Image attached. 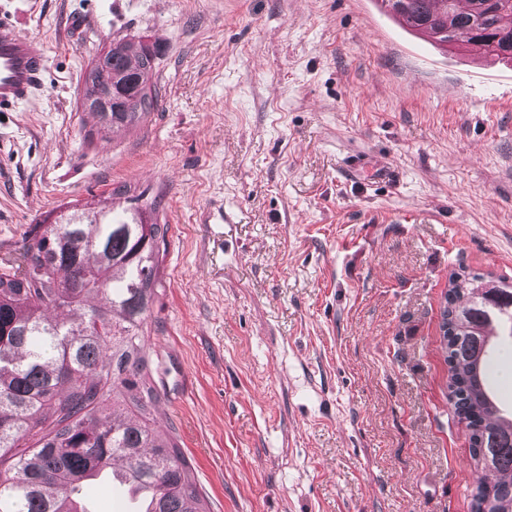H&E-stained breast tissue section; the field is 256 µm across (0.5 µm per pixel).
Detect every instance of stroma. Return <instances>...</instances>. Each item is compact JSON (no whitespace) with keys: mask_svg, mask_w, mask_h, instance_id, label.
<instances>
[{"mask_svg":"<svg viewBox=\"0 0 512 512\" xmlns=\"http://www.w3.org/2000/svg\"><path fill=\"white\" fill-rule=\"evenodd\" d=\"M48 62L0 112V268L69 206L157 201L156 420L210 512H470L448 400L452 271L512 282V63L375 0H0ZM158 100L95 135L94 57ZM124 186L128 195L113 196ZM125 47L119 52L112 51V60L107 62L108 67L106 69L99 70L95 77L91 81V85H88L85 81V93L87 96L94 91L97 83L105 84L110 79L107 85L106 92L99 97L98 95L91 96L85 102V107L91 111L98 118L99 128L97 133L106 132L113 130L114 128L136 126L143 122L145 118L150 114L156 101V88L152 82L153 70H154V57L153 61H148V77L144 81V86L139 92L138 100L133 108L132 112H119V107H114L113 104L119 103L118 96L112 97V76L121 73H127L132 71L140 70L144 67V61L138 51V45L132 40L124 41ZM100 112V113H98ZM102 112H111L110 119H107Z\"/></svg>","mask_w":512,"mask_h":512,"instance_id":"stroma-1","label":"stroma"}]
</instances>
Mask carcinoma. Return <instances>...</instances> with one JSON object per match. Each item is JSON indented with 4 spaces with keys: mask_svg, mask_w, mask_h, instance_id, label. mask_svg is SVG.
<instances>
[{
    "mask_svg": "<svg viewBox=\"0 0 512 512\" xmlns=\"http://www.w3.org/2000/svg\"><path fill=\"white\" fill-rule=\"evenodd\" d=\"M377 0L409 31L444 48L466 35L485 56L512 62V0ZM148 67L130 112L95 113L97 133L136 126L156 101L154 62L132 40L112 53L85 94L111 75ZM168 225L141 207L116 215L74 205L34 225L19 263L0 271V512H86L74 506L110 485L96 470L120 472L151 489L150 512H209L177 437L154 418L145 328L158 298L159 244ZM479 274L449 275L441 328L448 389L465 423L476 465L495 473L471 493V512H512V419L498 416L488 387V336L503 322L512 336V284L498 282L502 303L474 297ZM112 413L101 411L102 402Z\"/></svg>",
    "mask_w": 512,
    "mask_h": 512,
    "instance_id": "obj_1",
    "label": "carcinoma"
}]
</instances>
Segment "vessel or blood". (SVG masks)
Here are the masks:
<instances>
[{
	"label": "vessel or blood",
	"mask_w": 512,
	"mask_h": 512,
	"mask_svg": "<svg viewBox=\"0 0 512 512\" xmlns=\"http://www.w3.org/2000/svg\"><path fill=\"white\" fill-rule=\"evenodd\" d=\"M46 67L45 54L20 36L11 23L0 21V110L28 101Z\"/></svg>",
	"instance_id": "b4317fda"
}]
</instances>
